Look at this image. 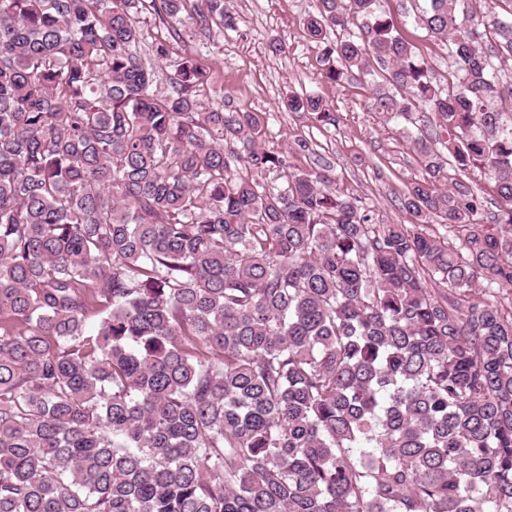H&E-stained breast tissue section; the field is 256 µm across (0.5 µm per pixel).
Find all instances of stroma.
<instances>
[{
	"label": "stroma",
	"mask_w": 512,
	"mask_h": 512,
	"mask_svg": "<svg viewBox=\"0 0 512 512\" xmlns=\"http://www.w3.org/2000/svg\"><path fill=\"white\" fill-rule=\"evenodd\" d=\"M235 18L229 32L199 30L191 21H159L143 12L137 21L150 38L180 36L179 52L193 54L209 73L203 107L224 106L257 115L266 147L288 154L291 171L327 177L330 190L360 197L381 222L414 223L404 207L407 190L428 181L449 187L447 172H434L408 138V130L429 126L431 112L418 109L402 123L386 121L373 108V85L354 76L331 84L319 76L314 43L302 22L313 0H224ZM283 49L272 52L270 41ZM318 93L336 122L288 111L289 94Z\"/></svg>",
	"instance_id": "35a3bbf8"
}]
</instances>
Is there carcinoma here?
Segmentation results:
<instances>
[{
    "label": "carcinoma",
    "instance_id": "cac0c4a2",
    "mask_svg": "<svg viewBox=\"0 0 512 512\" xmlns=\"http://www.w3.org/2000/svg\"><path fill=\"white\" fill-rule=\"evenodd\" d=\"M397 2L444 80L387 0H316L320 78L428 108L494 224L455 178L406 199L447 231L376 222L192 56L155 92L134 15L224 0H0V512H512V0ZM403 33L407 38L416 43L417 47L423 54V57L427 59L428 63L432 67L436 77L442 81L443 77L448 74L447 50L444 49L443 46H438L420 38V31L416 30L411 24H408L406 28H403ZM461 179V177H459ZM463 182L467 183L470 186H474L477 188H481L485 191L484 196L487 198V210L486 214L483 217V221H478L479 224H494L495 219L494 215L498 213L497 208L495 207L494 201L496 200V194L491 191L492 184L487 176H484L483 172L480 170H476L475 172L469 174V179L466 177H462ZM492 199V200H490Z\"/></svg>",
    "mask_w": 512,
    "mask_h": 512
}]
</instances>
